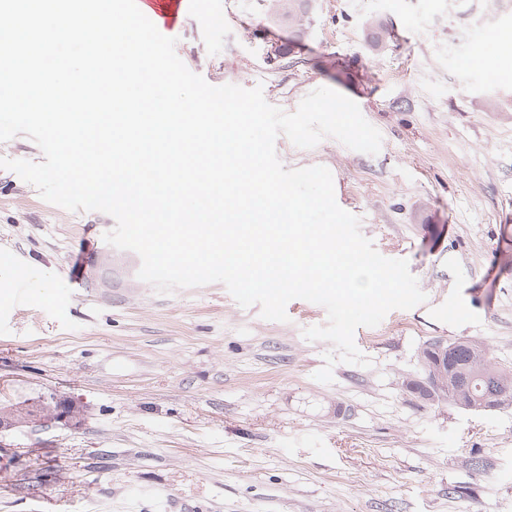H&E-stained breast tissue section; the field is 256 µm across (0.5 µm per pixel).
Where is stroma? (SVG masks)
<instances>
[{
    "label": "stroma",
    "mask_w": 512,
    "mask_h": 512,
    "mask_svg": "<svg viewBox=\"0 0 512 512\" xmlns=\"http://www.w3.org/2000/svg\"><path fill=\"white\" fill-rule=\"evenodd\" d=\"M267 0H208L176 53L204 79L262 86L295 111L325 86L360 102L378 154L327 137L276 140L288 169L323 166L337 203L426 294L354 335L369 366L307 341L321 305L287 321L220 283L163 296L139 256L107 244L114 219L71 212L0 169V404L58 394L85 421L0 433V512H512V407L430 404L403 384L434 338L484 343L512 367V90L483 80L486 0H317L305 35L266 27ZM220 10L224 22L210 24ZM380 16L384 45L365 37ZM486 462L475 469L473 458Z\"/></svg>",
    "instance_id": "1"
}]
</instances>
